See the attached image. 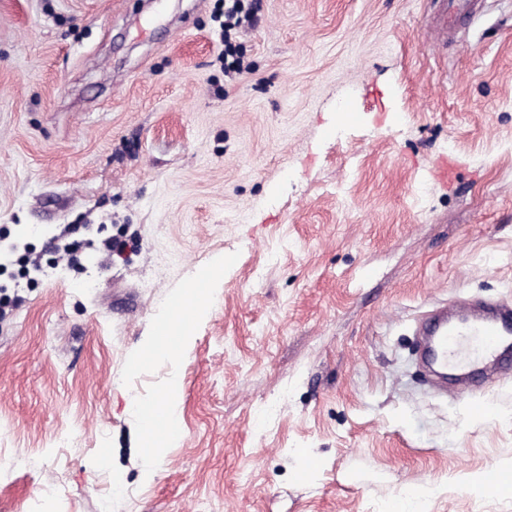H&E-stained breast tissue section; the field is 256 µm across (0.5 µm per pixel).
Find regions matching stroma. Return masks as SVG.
<instances>
[{
  "label": "stroma",
  "mask_w": 512,
  "mask_h": 512,
  "mask_svg": "<svg viewBox=\"0 0 512 512\" xmlns=\"http://www.w3.org/2000/svg\"><path fill=\"white\" fill-rule=\"evenodd\" d=\"M440 2L261 0L230 78L224 0H0V512H512L470 487L512 475V379L417 361L423 312L512 300V0ZM219 259L188 359L129 372ZM182 394L181 386L177 378H172L165 388L164 395L150 408L165 420L178 422L181 416ZM140 429L143 435V444L145 452L142 457V471L147 477H152L162 456L163 448L168 447L165 440L157 433H149L143 424V416H140Z\"/></svg>",
  "instance_id": "obj_1"
}]
</instances>
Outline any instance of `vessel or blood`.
Wrapping results in <instances>:
<instances>
[{
	"instance_id": "vessel-or-blood-1",
	"label": "vessel or blood",
	"mask_w": 512,
	"mask_h": 512,
	"mask_svg": "<svg viewBox=\"0 0 512 512\" xmlns=\"http://www.w3.org/2000/svg\"><path fill=\"white\" fill-rule=\"evenodd\" d=\"M172 322L158 331L162 347L176 346L177 331L190 318L185 298L172 303ZM424 356L439 378L467 387L512 377V303L455 301L428 311L419 325Z\"/></svg>"
}]
</instances>
